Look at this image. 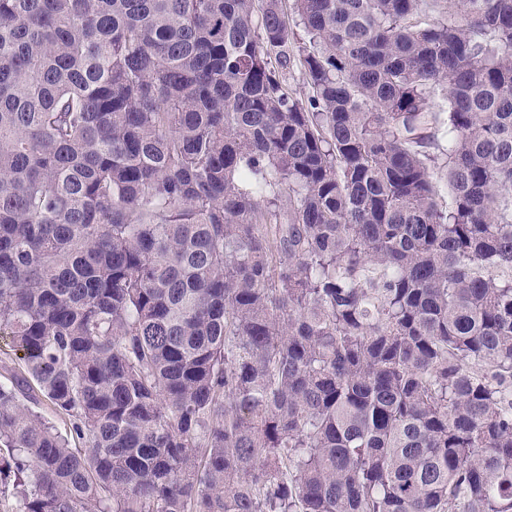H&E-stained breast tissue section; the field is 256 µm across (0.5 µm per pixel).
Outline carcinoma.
I'll return each instance as SVG.
<instances>
[{
    "instance_id": "obj_1",
    "label": "carcinoma",
    "mask_w": 512,
    "mask_h": 512,
    "mask_svg": "<svg viewBox=\"0 0 512 512\" xmlns=\"http://www.w3.org/2000/svg\"><path fill=\"white\" fill-rule=\"evenodd\" d=\"M0 335L12 512H512V0H0ZM285 78L292 95L305 100L309 95V88L297 57L292 66L290 65V69L286 71Z\"/></svg>"
}]
</instances>
